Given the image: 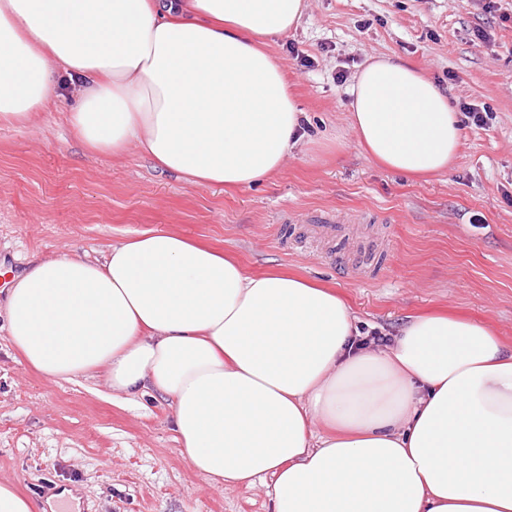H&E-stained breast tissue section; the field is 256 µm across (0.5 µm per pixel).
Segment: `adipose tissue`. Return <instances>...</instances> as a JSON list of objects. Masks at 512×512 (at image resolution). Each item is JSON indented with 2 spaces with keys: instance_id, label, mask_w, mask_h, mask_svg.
Segmentation results:
<instances>
[{
  "instance_id": "obj_1",
  "label": "adipose tissue",
  "mask_w": 512,
  "mask_h": 512,
  "mask_svg": "<svg viewBox=\"0 0 512 512\" xmlns=\"http://www.w3.org/2000/svg\"><path fill=\"white\" fill-rule=\"evenodd\" d=\"M307 0H0V126L82 80L67 120L87 150L137 145L158 167L225 191L270 179L305 137L270 38ZM349 123L378 166L448 172L463 130L440 88L385 55L347 88ZM12 346L39 374L105 369L115 395L170 400L180 455L211 483L270 480L271 512H512V348L486 325L408 317L358 342L335 289L245 273L160 229L102 260L47 258L15 275Z\"/></svg>"
}]
</instances>
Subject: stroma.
<instances>
[{
	"mask_svg": "<svg viewBox=\"0 0 512 512\" xmlns=\"http://www.w3.org/2000/svg\"><path fill=\"white\" fill-rule=\"evenodd\" d=\"M308 0L269 49L308 117V146L280 173L224 191L157 167L137 146L89 154L66 116L80 85L37 126L0 127V479L48 512H270L267 482L212 484L183 459L160 393L113 397L104 371L54 381L14 351L6 284L29 263L96 258L157 228L207 242L251 274L286 269L335 287L365 332L445 313L490 326L512 347V0ZM487 32L481 40L479 32ZM421 69L463 122L455 166L429 181L376 166L349 126L345 80L372 56ZM311 224H346L341 260L300 244Z\"/></svg>",
	"mask_w": 512,
	"mask_h": 512,
	"instance_id": "stroma-1",
	"label": "stroma"
}]
</instances>
